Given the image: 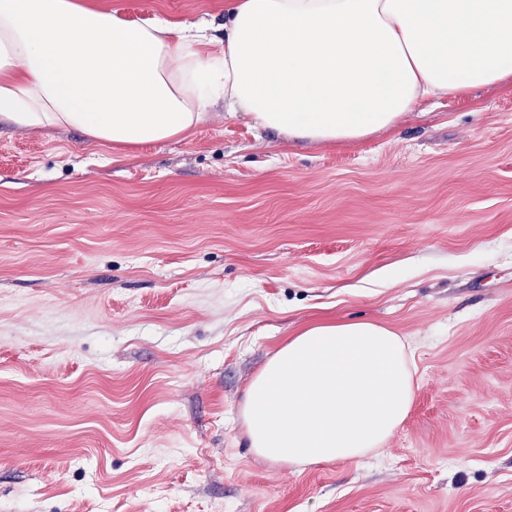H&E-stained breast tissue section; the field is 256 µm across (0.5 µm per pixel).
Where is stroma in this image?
Segmentation results:
<instances>
[{"label":"stroma","instance_id":"1","mask_svg":"<svg viewBox=\"0 0 512 512\" xmlns=\"http://www.w3.org/2000/svg\"><path fill=\"white\" fill-rule=\"evenodd\" d=\"M318 320L396 331L414 397L382 449L292 468L240 407ZM0 512H512V84L336 147L220 103L119 161L1 124Z\"/></svg>","mask_w":512,"mask_h":512}]
</instances>
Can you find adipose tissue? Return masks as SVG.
Masks as SVG:
<instances>
[{
  "label": "adipose tissue",
  "mask_w": 512,
  "mask_h": 512,
  "mask_svg": "<svg viewBox=\"0 0 512 512\" xmlns=\"http://www.w3.org/2000/svg\"><path fill=\"white\" fill-rule=\"evenodd\" d=\"M512 80V0H231L223 22L130 20L81 0H0V122L74 129L123 157L228 114L302 143L394 129L418 102ZM414 395L405 339L300 328L251 380L253 451L293 466L380 449Z\"/></svg>",
  "instance_id": "ef3b65f1"
}]
</instances>
